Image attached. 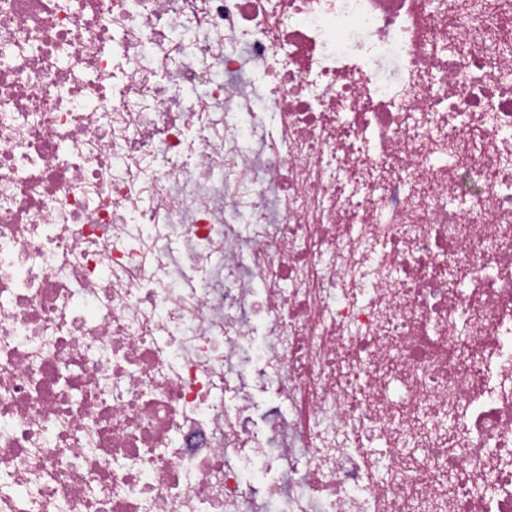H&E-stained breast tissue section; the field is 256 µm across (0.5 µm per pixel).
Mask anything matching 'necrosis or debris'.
<instances>
[{"instance_id":"4bbe7bcc","label":"necrosis or debris","mask_w":512,"mask_h":512,"mask_svg":"<svg viewBox=\"0 0 512 512\" xmlns=\"http://www.w3.org/2000/svg\"><path fill=\"white\" fill-rule=\"evenodd\" d=\"M509 20L0 0V512H512ZM253 406L252 416L254 424L258 426H261L263 418L267 414L279 413L280 410L284 414L288 413L287 406L277 407V405L270 401L268 397L259 390L253 392Z\"/></svg>"}]
</instances>
